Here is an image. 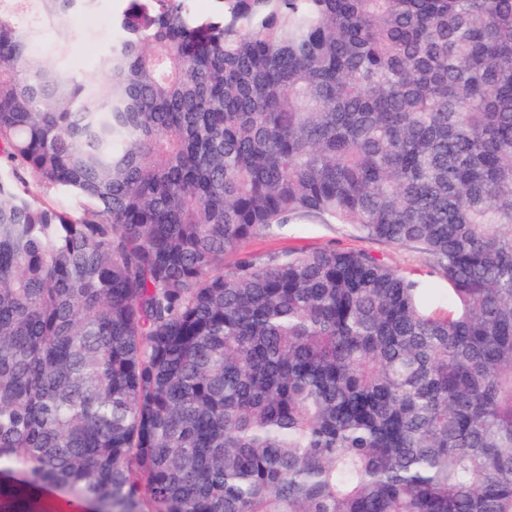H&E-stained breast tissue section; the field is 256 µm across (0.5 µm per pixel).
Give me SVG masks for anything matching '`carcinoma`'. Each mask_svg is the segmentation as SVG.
Returning a JSON list of instances; mask_svg holds the SVG:
<instances>
[{"label":"carcinoma","instance_id":"obj_1","mask_svg":"<svg viewBox=\"0 0 512 512\" xmlns=\"http://www.w3.org/2000/svg\"><path fill=\"white\" fill-rule=\"evenodd\" d=\"M94 2L0 0V512H512V0ZM126 6L125 0H98L90 14L75 20L77 35L69 42L60 43L54 31L46 33L47 38L56 44L51 55L52 61H75L80 65L77 75L86 80H99L103 76L95 68L97 54L112 40L110 18L120 13ZM335 248L342 251H366L379 255L404 276L426 280L446 288V280L430 264L426 255L412 246H395L362 238L344 224H323L312 220H292L280 232L257 235L224 256L225 264L242 255L265 258L291 249Z\"/></svg>","mask_w":512,"mask_h":512}]
</instances>
